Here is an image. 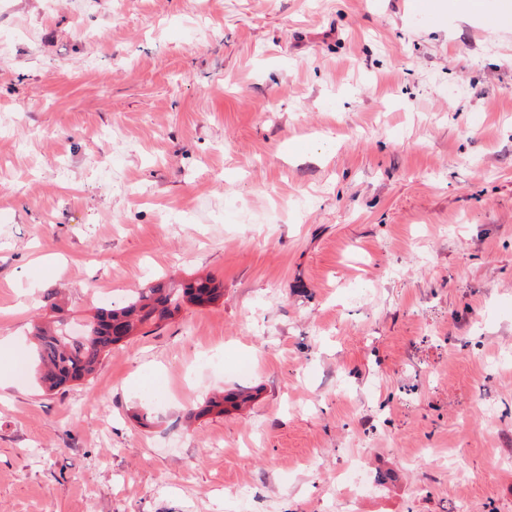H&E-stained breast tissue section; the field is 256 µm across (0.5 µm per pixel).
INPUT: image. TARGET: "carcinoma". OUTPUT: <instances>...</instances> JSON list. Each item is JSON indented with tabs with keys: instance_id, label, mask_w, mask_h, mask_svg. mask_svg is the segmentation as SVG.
I'll return each instance as SVG.
<instances>
[{
	"instance_id": "1",
	"label": "carcinoma",
	"mask_w": 512,
	"mask_h": 512,
	"mask_svg": "<svg viewBox=\"0 0 512 512\" xmlns=\"http://www.w3.org/2000/svg\"><path fill=\"white\" fill-rule=\"evenodd\" d=\"M224 296L223 284L210 276H199L186 283H158L136 291L122 306L99 308L81 331L62 320L40 321L33 325L38 360V378L49 391L79 385L96 373L112 347L145 327H160L189 306H206ZM251 395L240 390L215 394L205 400L193 417L224 413V405L238 408Z\"/></svg>"
}]
</instances>
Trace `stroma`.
Wrapping results in <instances>:
<instances>
[{
	"mask_svg": "<svg viewBox=\"0 0 512 512\" xmlns=\"http://www.w3.org/2000/svg\"><path fill=\"white\" fill-rule=\"evenodd\" d=\"M506 2L0 0V512H512ZM197 274L39 385L34 321ZM250 399L251 395L244 390L225 395L224 392H221L206 399L198 411L190 413V417H202L212 414L213 412L222 414L225 411L224 404L226 405L230 403L232 407L238 408L241 405L246 404Z\"/></svg>",
	"mask_w": 512,
	"mask_h": 512,
	"instance_id": "obj_1",
	"label": "stroma"
}]
</instances>
